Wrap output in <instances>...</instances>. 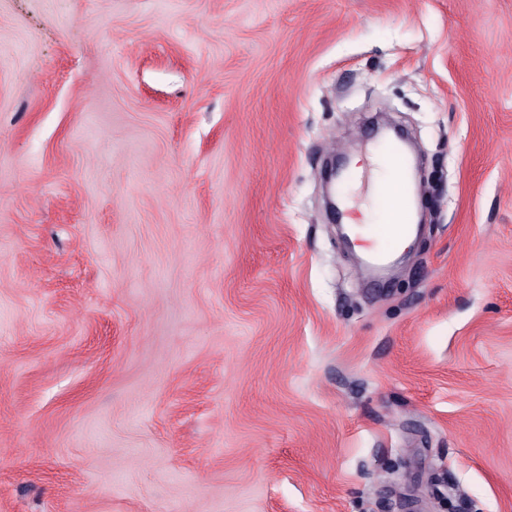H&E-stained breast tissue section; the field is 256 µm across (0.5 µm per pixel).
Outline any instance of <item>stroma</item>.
Masks as SVG:
<instances>
[{"label": "stroma", "mask_w": 512, "mask_h": 512, "mask_svg": "<svg viewBox=\"0 0 512 512\" xmlns=\"http://www.w3.org/2000/svg\"><path fill=\"white\" fill-rule=\"evenodd\" d=\"M0 512H512V0H0ZM386 154L394 160L393 169L397 176L388 186H383L389 179L391 169L381 152L380 146L375 149L371 158L374 172L375 188L382 187L381 200L383 207L388 212L387 222L389 224L377 225L380 234H385L391 240H398L406 245L414 235L415 228L409 232L410 220L408 219L404 194L401 187V176L403 172V156L397 142L391 141L387 144Z\"/></svg>", "instance_id": "35a3bbf8"}]
</instances>
